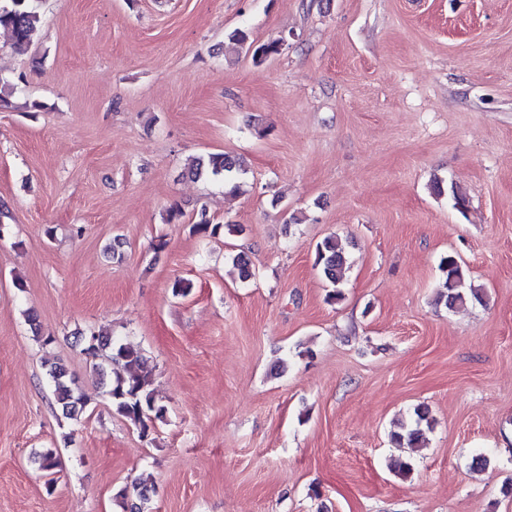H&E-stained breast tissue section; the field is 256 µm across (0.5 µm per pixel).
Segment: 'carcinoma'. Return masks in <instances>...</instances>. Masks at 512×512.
<instances>
[{
	"label": "carcinoma",
	"instance_id": "1",
	"mask_svg": "<svg viewBox=\"0 0 512 512\" xmlns=\"http://www.w3.org/2000/svg\"><path fill=\"white\" fill-rule=\"evenodd\" d=\"M38 2L39 0H0V27L11 33L15 46L20 49L40 40L42 16ZM228 40L251 52V58L256 64L262 63L268 56L280 50L278 41L253 45L249 34L242 29L230 32ZM242 172L243 162L239 157L216 152L199 160L191 174L198 177L207 174L236 192L239 185L235 179ZM193 224L196 231L204 235H215L221 229V225L214 223L204 206L196 211ZM232 262L241 281L247 282L255 278V268L249 257L238 254L232 258ZM315 265L323 277L335 286L327 299L331 302L341 300L342 292L336 289V285L343 280L345 271L349 268V258L344 245L336 236H328L317 244ZM439 268L444 277L439 300L447 308L455 309L469 301L484 302L483 289L474 286L466 290L462 288L464 269L455 256L449 254L442 257ZM74 341L83 346V350L91 357L92 372L112 409L139 428L142 434H147L151 425L164 417L165 408L155 400L153 380L143 367L141 353L106 333L78 334L74 336ZM45 368L58 409L64 417L78 419L88 405L87 399L80 393L76 382L68 377L63 364L49 362L45 364ZM433 426L434 420L428 407L420 405L414 409L409 420H402L397 424V429L391 432V441L413 454L424 446L425 431L433 429Z\"/></svg>",
	"mask_w": 512,
	"mask_h": 512
}]
</instances>
